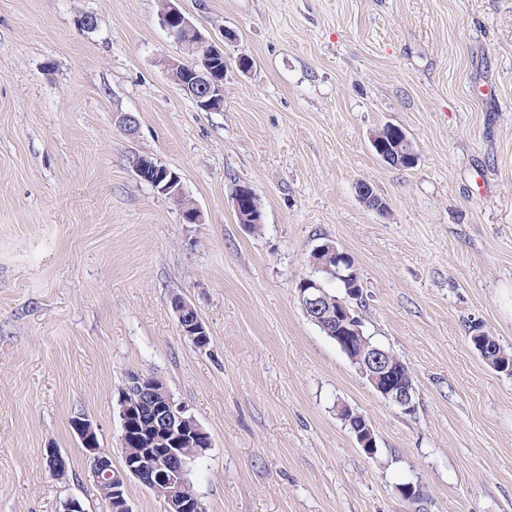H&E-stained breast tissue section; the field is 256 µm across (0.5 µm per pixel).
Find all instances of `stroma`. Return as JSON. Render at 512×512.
Here are the masks:
<instances>
[{"label":"stroma","mask_w":512,"mask_h":512,"mask_svg":"<svg viewBox=\"0 0 512 512\" xmlns=\"http://www.w3.org/2000/svg\"><path fill=\"white\" fill-rule=\"evenodd\" d=\"M178 5L208 36L237 33L223 111L172 79L184 52L156 22L160 0H0V512H62L71 497L108 512L70 420L92 419L121 466L132 370L209 433L190 473L206 512H512V376L469 337L478 324L512 351V0ZM388 124L413 167L376 155ZM136 154L180 174L201 223L136 178ZM244 183L256 234L232 206ZM326 238L358 269L366 333L412 372L413 413L301 309L296 284ZM176 295L207 347L182 335ZM341 404L369 420L375 457ZM408 482L420 501L401 496ZM172 310L177 319L183 336H191L198 345V339L208 336L205 323L201 319L196 307L181 296H174L171 301ZM210 336L206 337L201 344L208 346Z\"/></svg>","instance_id":"stroma-1"}]
</instances>
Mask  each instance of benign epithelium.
I'll return each mask as SVG.
<instances>
[{
    "label": "benign epithelium",
    "instance_id": "7a95c632",
    "mask_svg": "<svg viewBox=\"0 0 512 512\" xmlns=\"http://www.w3.org/2000/svg\"><path fill=\"white\" fill-rule=\"evenodd\" d=\"M177 2L179 0H162L157 21L183 51L189 54L191 78L178 83V86L195 101L198 108L208 112H221L224 110V74L216 73L212 65L214 58L224 57V47L216 45L211 38L204 35L177 6ZM407 144V135L402 130L393 137L379 133L372 137L376 154L394 166L417 162L418 156L407 148ZM130 166L139 180L177 204L182 223H201V212L185 199L178 173L147 155L135 156ZM337 254L338 247L333 240L328 239L316 246L311 258L312 276L299 288L303 310L322 320L332 317L322 283L327 276L338 275L337 269L331 266V260ZM171 306L183 335L190 336L195 341L208 335L205 323L191 302L176 295L172 298ZM337 308L340 309L348 328L346 334L336 337V340L347 349L352 344V339L360 335L361 320L351 314L347 306L339 304ZM360 357L376 395L405 413L413 412L416 407L414 395L411 388L400 380L399 370L389 360L388 352L382 347L373 346L360 352ZM158 382L160 378L141 371L128 374L119 401V444L124 447L128 442L136 440L142 447L124 456V465L119 471L112 468L111 454L101 448L97 425L86 416H76L70 421L72 432L87 458L91 478L96 486L108 489L111 512H132L128 499L124 496V490L131 479L139 481L159 496L164 512L200 510L197 499L181 493L187 461L180 458V453L183 448L193 447L200 437L206 440L207 447H212L210 435L204 427L194 416L188 415V409L174 400L168 392L164 398L152 405L157 418L147 419V431L142 434L134 431L133 422H142L140 404L148 400L152 386ZM356 442L366 455H374L375 438L365 419L358 427ZM46 452L50 470L59 475L65 474L67 462L62 452L52 447L47 448Z\"/></svg>",
    "mask_w": 512,
    "mask_h": 512
}]
</instances>
